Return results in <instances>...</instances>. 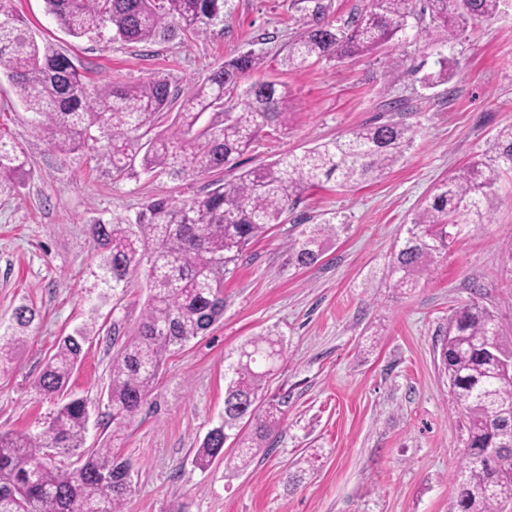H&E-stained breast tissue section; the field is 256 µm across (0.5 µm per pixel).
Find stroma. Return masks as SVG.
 <instances>
[{"label": "stroma", "mask_w": 512, "mask_h": 512, "mask_svg": "<svg viewBox=\"0 0 512 512\" xmlns=\"http://www.w3.org/2000/svg\"><path fill=\"white\" fill-rule=\"evenodd\" d=\"M289 2L232 0L223 34L134 44L69 36L43 0H16L31 34L68 54L96 91L162 77L183 97L225 60L252 51L265 59L261 78L287 86L292 119L222 171L116 178L98 151L54 152L26 123L0 71V139L33 170L18 182L0 180V334L13 327L18 306L39 313L0 374V429L35 435L53 418L61 401L39 394L35 380L60 337L82 330L88 341L68 393L89 403L85 447L112 449L133 465L125 512H455L465 448L437 349L452 313L474 300L512 344V171L494 173L488 223L463 225L416 288H387L388 257L431 185L489 160L497 130L512 122V5L450 40L418 12L406 41L291 70L281 58L301 24ZM442 56L452 76L428 84ZM396 57L402 65H393ZM387 119L414 131L403 158L354 187L309 191L253 244L224 284L223 318L167 359L113 440L112 359L135 334L147 281L141 270L127 288L101 287L91 224L135 220L152 199L203 194L279 154ZM300 218L345 230L325 241L314 266L295 269L286 259ZM268 331L283 344L262 392L281 404L279 430L244 471L225 473L220 460L198 466L195 452L224 414L225 356Z\"/></svg>", "instance_id": "1"}]
</instances>
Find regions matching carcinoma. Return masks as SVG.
Wrapping results in <instances>:
<instances>
[{"instance_id":"1","label":"carcinoma","mask_w":512,"mask_h":512,"mask_svg":"<svg viewBox=\"0 0 512 512\" xmlns=\"http://www.w3.org/2000/svg\"><path fill=\"white\" fill-rule=\"evenodd\" d=\"M229 0H45L47 11L74 38L151 43L177 29L198 36L224 31ZM364 6L336 26L329 21L331 0H291L300 12L301 33L288 43L284 65L301 68L327 59L363 56L406 37L413 0H363ZM506 0H424L423 10L443 32L456 36L470 21H487ZM262 56L246 52L224 61L183 100L161 77L89 95L78 67L65 53L40 43L29 32L15 0H0V69L11 84L28 122L53 150L74 154L89 142L105 141L115 176L141 158L146 173L173 179L211 173L247 152L261 134L289 123L286 86L256 79L220 124L198 126L202 115L224 104L228 89L260 71ZM179 104L170 125L154 132L165 112ZM413 141L410 126L394 121L359 127L348 136L284 153L273 162L243 171L228 182L190 199L159 197L132 224H93L92 239L106 257L98 280L111 290L123 288L147 264L145 313L134 336L112 360V434L135 419L167 357L206 333L224 314V280L232 276L249 246L295 210L304 194L324 183L340 188L384 174ZM489 165L476 160L429 190L407 236L391 255L392 288L412 284L428 262L445 255L464 224L487 222L484 199L497 168L512 171V124L495 137ZM17 147L0 141V177L26 175ZM341 224H315L299 231L288 247V266L315 265L326 237ZM38 317L32 307L15 310L17 331L0 335V365L13 360ZM86 336L63 337L43 367L37 387L50 396L66 391L84 353ZM282 355L271 334L250 340L225 365L230 375L224 417L204 437L195 461L202 467L216 458L225 469L245 470L267 447L281 423L279 403L258 402V393ZM439 367L448 379L455 411L463 419L466 462L457 473V512H499L500 498L512 491V372L503 370L512 347L501 340L494 315L477 303L454 311L441 340ZM89 421L87 401L63 403L36 435L0 431V512H123L131 487L130 461L109 448L86 453L81 467L63 472L52 465L50 448L83 447Z\"/></svg>"}]
</instances>
